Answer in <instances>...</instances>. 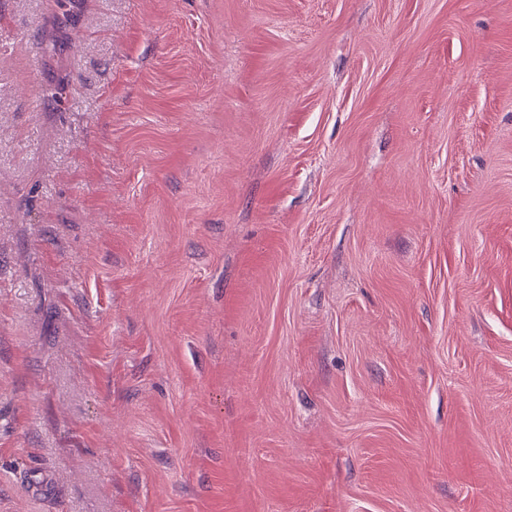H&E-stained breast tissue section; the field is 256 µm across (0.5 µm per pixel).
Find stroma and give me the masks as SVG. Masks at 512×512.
<instances>
[{"mask_svg": "<svg viewBox=\"0 0 512 512\" xmlns=\"http://www.w3.org/2000/svg\"><path fill=\"white\" fill-rule=\"evenodd\" d=\"M0 512H512V0H0Z\"/></svg>", "mask_w": 512, "mask_h": 512, "instance_id": "35a3bbf8", "label": "stroma"}]
</instances>
